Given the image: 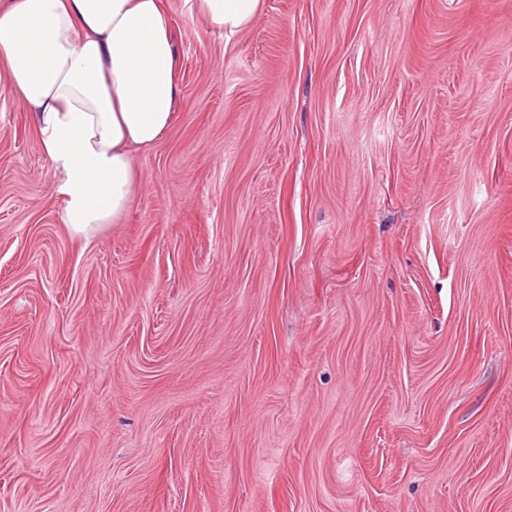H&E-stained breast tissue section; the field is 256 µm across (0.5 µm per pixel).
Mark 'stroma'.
I'll return each instance as SVG.
<instances>
[{"mask_svg": "<svg viewBox=\"0 0 512 512\" xmlns=\"http://www.w3.org/2000/svg\"><path fill=\"white\" fill-rule=\"evenodd\" d=\"M165 3L119 223L0 94V512H512V0ZM198 4L212 25L233 34L254 20L260 0H198Z\"/></svg>", "mask_w": 512, "mask_h": 512, "instance_id": "1", "label": "stroma"}]
</instances>
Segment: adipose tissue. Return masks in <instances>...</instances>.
<instances>
[{
  "instance_id": "obj_1",
  "label": "adipose tissue",
  "mask_w": 512,
  "mask_h": 512,
  "mask_svg": "<svg viewBox=\"0 0 512 512\" xmlns=\"http://www.w3.org/2000/svg\"><path fill=\"white\" fill-rule=\"evenodd\" d=\"M235 33L260 0H198ZM178 56L160 0H11L0 10V91L37 114L61 178V221L77 234L115 223L138 177L131 152L157 146L179 99Z\"/></svg>"
}]
</instances>
